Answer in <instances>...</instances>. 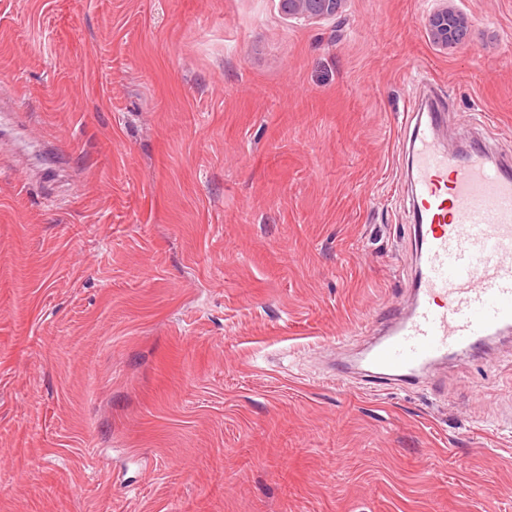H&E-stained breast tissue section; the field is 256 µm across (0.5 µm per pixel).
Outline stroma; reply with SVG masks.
<instances>
[{
    "label": "stroma",
    "instance_id": "1",
    "mask_svg": "<svg viewBox=\"0 0 512 512\" xmlns=\"http://www.w3.org/2000/svg\"><path fill=\"white\" fill-rule=\"evenodd\" d=\"M0 0V512H512V335L365 377L406 115L512 146V0ZM280 5L288 16L304 20H321L336 17L345 0H280ZM433 9L426 19V29L432 42L444 49L462 45L469 33L468 17L449 7L447 0Z\"/></svg>",
    "mask_w": 512,
    "mask_h": 512
}]
</instances>
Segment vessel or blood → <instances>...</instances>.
<instances>
[{
  "instance_id": "1",
  "label": "vessel or blood",
  "mask_w": 512,
  "mask_h": 512,
  "mask_svg": "<svg viewBox=\"0 0 512 512\" xmlns=\"http://www.w3.org/2000/svg\"><path fill=\"white\" fill-rule=\"evenodd\" d=\"M413 118L416 272L410 302L367 352L383 379L431 372L512 332V162L447 149L438 139L445 111Z\"/></svg>"
}]
</instances>
